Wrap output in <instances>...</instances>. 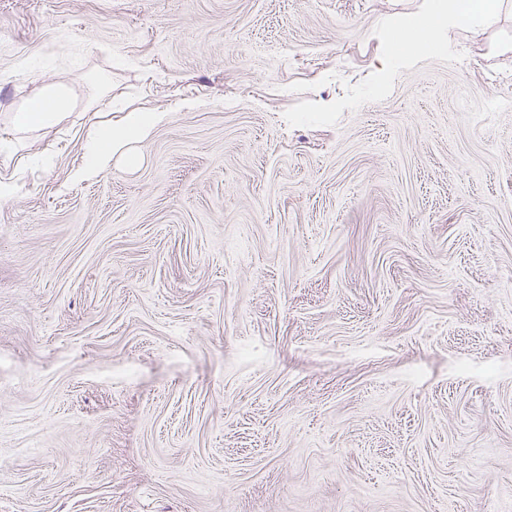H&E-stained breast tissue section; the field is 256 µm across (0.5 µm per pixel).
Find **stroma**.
I'll return each instance as SVG.
<instances>
[{"label":"stroma","instance_id":"1","mask_svg":"<svg viewBox=\"0 0 512 512\" xmlns=\"http://www.w3.org/2000/svg\"><path fill=\"white\" fill-rule=\"evenodd\" d=\"M0 0V512H512V0ZM168 113L80 184V131ZM466 2L461 13L448 8L447 15L431 14L422 23L414 27L400 29L397 38L404 49L406 58H413L427 52L436 42L438 30L461 20L470 21L478 16H487L491 11L489 0H484L483 5L474 7L471 0H460ZM74 104L72 91L64 86L58 85L41 91L31 101L27 108L15 112L11 119L9 138L0 137V154L3 161L11 159L12 154H5L18 142L23 134L35 131H47L57 127L68 119L72 113ZM15 137V139L13 138Z\"/></svg>","mask_w":512,"mask_h":512}]
</instances>
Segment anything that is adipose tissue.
<instances>
[{"instance_id": "obj_1", "label": "adipose tissue", "mask_w": 512, "mask_h": 512, "mask_svg": "<svg viewBox=\"0 0 512 512\" xmlns=\"http://www.w3.org/2000/svg\"><path fill=\"white\" fill-rule=\"evenodd\" d=\"M490 11L489 0H484L479 7L466 0L462 11L429 15L417 26L400 29L397 38L406 58L410 59L427 52L435 44L441 27L486 16ZM73 104V94L66 86L58 85L41 91L27 108L12 117L8 136L0 137V154L12 147L17 137L57 127L68 119ZM167 119V113L137 109L123 113L118 123L91 127L83 139L84 162L71 172V181L93 180L109 170L113 161L132 160L135 145L148 139Z\"/></svg>"}]
</instances>
